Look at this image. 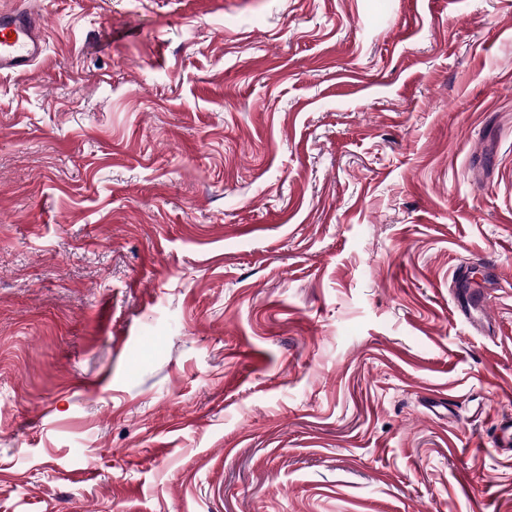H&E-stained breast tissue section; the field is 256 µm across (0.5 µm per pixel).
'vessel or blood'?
Segmentation results:
<instances>
[{"label": "vessel or blood", "instance_id": "1", "mask_svg": "<svg viewBox=\"0 0 512 512\" xmlns=\"http://www.w3.org/2000/svg\"><path fill=\"white\" fill-rule=\"evenodd\" d=\"M46 51L40 12L36 9L0 10V73L26 75ZM469 270L454 271L457 286V313L474 328L490 326L493 316L485 299L472 295L468 288ZM495 446L501 455L512 457V415L498 419Z\"/></svg>", "mask_w": 512, "mask_h": 512}]
</instances>
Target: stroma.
Returning <instances> with one entry per match:
<instances>
[{
    "instance_id": "obj_1",
    "label": "stroma",
    "mask_w": 512,
    "mask_h": 512,
    "mask_svg": "<svg viewBox=\"0 0 512 512\" xmlns=\"http://www.w3.org/2000/svg\"><path fill=\"white\" fill-rule=\"evenodd\" d=\"M42 2L0 512H512V0ZM469 266L457 269L453 273V282L459 286L456 290L457 313L475 329L489 327L493 316L486 304V298H477L467 288ZM498 429L494 447L498 448L503 456L512 457V415H501L498 420Z\"/></svg>"
}]
</instances>
